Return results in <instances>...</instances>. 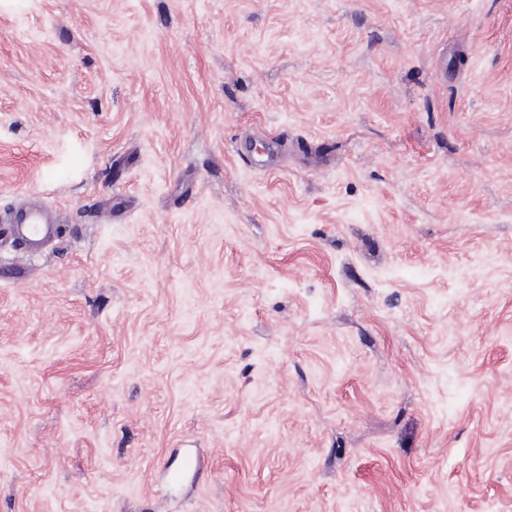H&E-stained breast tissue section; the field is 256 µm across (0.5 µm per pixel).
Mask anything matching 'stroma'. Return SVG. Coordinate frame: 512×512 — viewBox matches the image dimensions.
I'll return each mask as SVG.
<instances>
[{
    "label": "stroma",
    "instance_id": "stroma-1",
    "mask_svg": "<svg viewBox=\"0 0 512 512\" xmlns=\"http://www.w3.org/2000/svg\"><path fill=\"white\" fill-rule=\"evenodd\" d=\"M34 202L0 512H512V0H0ZM7 224H11L12 233L29 252L41 251L55 234V225L50 222L46 208L39 204L16 212Z\"/></svg>",
    "mask_w": 512,
    "mask_h": 512
}]
</instances>
